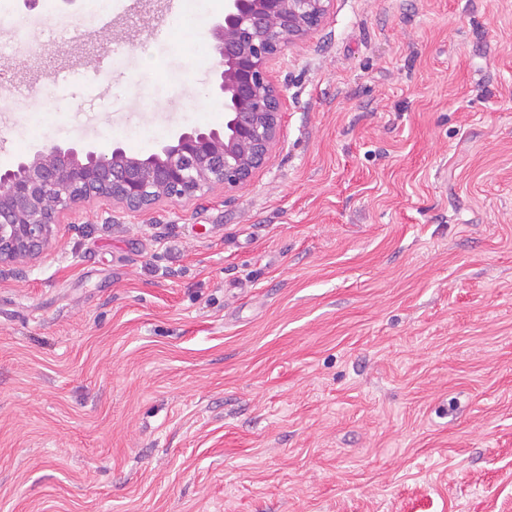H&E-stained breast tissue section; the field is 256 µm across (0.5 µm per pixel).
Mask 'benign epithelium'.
Instances as JSON below:
<instances>
[{
    "instance_id": "benign-epithelium-1",
    "label": "benign epithelium",
    "mask_w": 512,
    "mask_h": 512,
    "mask_svg": "<svg viewBox=\"0 0 512 512\" xmlns=\"http://www.w3.org/2000/svg\"><path fill=\"white\" fill-rule=\"evenodd\" d=\"M333 0H224L211 28L219 57L211 97L224 127L177 131L147 156L45 146L0 172V275L57 240L60 217L107 198L129 212L161 201L189 203L216 186L231 194L266 167L282 134L286 98L274 66L318 30Z\"/></svg>"
}]
</instances>
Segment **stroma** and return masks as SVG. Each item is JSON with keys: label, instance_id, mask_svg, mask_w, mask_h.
Returning a JSON list of instances; mask_svg holds the SVG:
<instances>
[{"label": "stroma", "instance_id": "stroma-1", "mask_svg": "<svg viewBox=\"0 0 512 512\" xmlns=\"http://www.w3.org/2000/svg\"><path fill=\"white\" fill-rule=\"evenodd\" d=\"M99 6L0 27V169L223 125L215 14ZM276 77L233 198L80 204L0 277V512H512V0H334Z\"/></svg>", "mask_w": 512, "mask_h": 512}]
</instances>
